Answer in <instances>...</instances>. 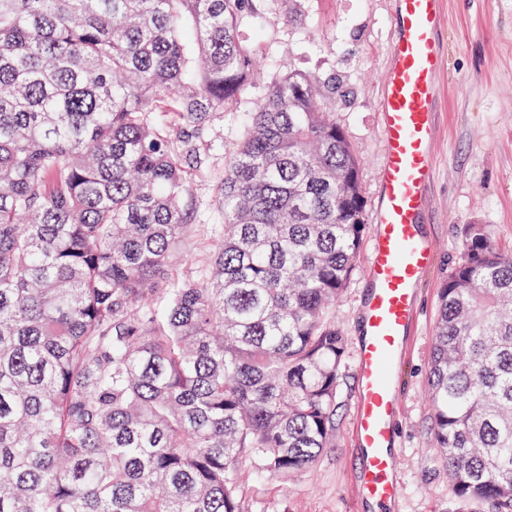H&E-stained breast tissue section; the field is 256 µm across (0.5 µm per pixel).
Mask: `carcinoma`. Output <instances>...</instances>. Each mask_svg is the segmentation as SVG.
Listing matches in <instances>:
<instances>
[{"label": "carcinoma", "instance_id": "cac0c4a2", "mask_svg": "<svg viewBox=\"0 0 512 512\" xmlns=\"http://www.w3.org/2000/svg\"><path fill=\"white\" fill-rule=\"evenodd\" d=\"M254 14L0 0V512H244V474L330 447L360 160L336 78L290 62L255 96ZM230 107L200 264L197 142ZM427 387L455 495L512 512V251L482 224L439 289Z\"/></svg>", "mask_w": 512, "mask_h": 512}]
</instances>
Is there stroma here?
Wrapping results in <instances>:
<instances>
[{"instance_id": "35a3bbf8", "label": "stroma", "mask_w": 512, "mask_h": 512, "mask_svg": "<svg viewBox=\"0 0 512 512\" xmlns=\"http://www.w3.org/2000/svg\"><path fill=\"white\" fill-rule=\"evenodd\" d=\"M259 14L242 27L244 39L261 33L260 74L287 72L289 62L336 80L332 104L337 123L358 154L366 212L374 214L384 142L381 102L395 37L398 0H260ZM441 91L433 145L436 174L419 235L435 261L418 283L417 319L410 330L397 394L396 419L401 496L395 512H480L452 494L432 434L426 398L438 294L460 256L465 225L482 224L503 250L512 249V0H443L438 33ZM240 130V116L217 113L207 128L210 148L205 177L194 178L192 195L215 205L224 175V141ZM365 235L351 279L334 309L347 338L340 371L336 431L311 473L282 483L245 474L246 512H375L354 488L360 451L354 440L355 352L370 288Z\"/></svg>"}]
</instances>
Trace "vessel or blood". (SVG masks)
<instances>
[{
	"instance_id": "vessel-or-blood-1",
	"label": "vessel or blood",
	"mask_w": 512,
	"mask_h": 512,
	"mask_svg": "<svg viewBox=\"0 0 512 512\" xmlns=\"http://www.w3.org/2000/svg\"><path fill=\"white\" fill-rule=\"evenodd\" d=\"M441 3L399 0L385 79V155L369 255L371 290L365 338L355 358L354 434L364 450L357 490L378 512H389L400 496L394 452L393 422L399 412L395 375L415 320V287L434 258L432 247L419 237L417 220L433 175Z\"/></svg>"
}]
</instances>
